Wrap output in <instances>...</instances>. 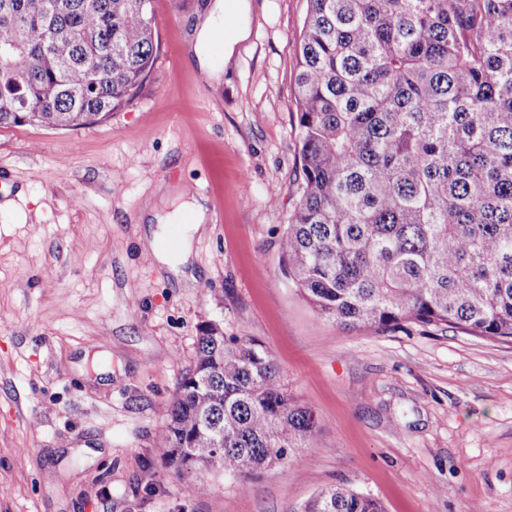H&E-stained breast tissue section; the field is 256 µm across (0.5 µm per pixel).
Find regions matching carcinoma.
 Returning a JSON list of instances; mask_svg holds the SVG:
<instances>
[{
	"instance_id": "carcinoma-1",
	"label": "carcinoma",
	"mask_w": 512,
	"mask_h": 512,
	"mask_svg": "<svg viewBox=\"0 0 512 512\" xmlns=\"http://www.w3.org/2000/svg\"><path fill=\"white\" fill-rule=\"evenodd\" d=\"M309 2L280 242L296 287L347 326L511 342L512 0ZM156 53L153 0H0V127L103 121ZM316 429L259 341L207 322L157 442L178 474L246 481ZM296 512L385 510L334 485Z\"/></svg>"
}]
</instances>
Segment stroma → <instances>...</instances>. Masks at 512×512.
<instances>
[{
  "label": "stroma",
  "mask_w": 512,
  "mask_h": 512,
  "mask_svg": "<svg viewBox=\"0 0 512 512\" xmlns=\"http://www.w3.org/2000/svg\"><path fill=\"white\" fill-rule=\"evenodd\" d=\"M204 6L154 0L157 59L106 121L0 127L17 190L0 209V512H297L336 484L386 512H512V343L344 327L282 262L308 0H251L218 85L193 59ZM160 182L193 185L212 216L190 288L146 254ZM207 322L265 346L315 447L245 482L166 467L156 436Z\"/></svg>",
  "instance_id": "obj_1"
}]
</instances>
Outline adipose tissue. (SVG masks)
<instances>
[{
	"instance_id": "adipose-tissue-1",
	"label": "adipose tissue",
	"mask_w": 512,
	"mask_h": 512,
	"mask_svg": "<svg viewBox=\"0 0 512 512\" xmlns=\"http://www.w3.org/2000/svg\"><path fill=\"white\" fill-rule=\"evenodd\" d=\"M194 55L201 67L207 70L213 80H221L222 67L213 64L209 50L214 41L224 43L225 59H232L239 43L250 35V0H211L203 14V19L193 29ZM160 199L178 200V207L170 212L151 209L148 212L150 221L155 224L151 229L152 237H159V225L184 223L185 231L177 251H159L155 254L156 261L162 268L174 275H184L191 259L192 242L195 236L203 234L211 217L208 207L198 197L190 185L168 183L160 184L156 191Z\"/></svg>"
}]
</instances>
